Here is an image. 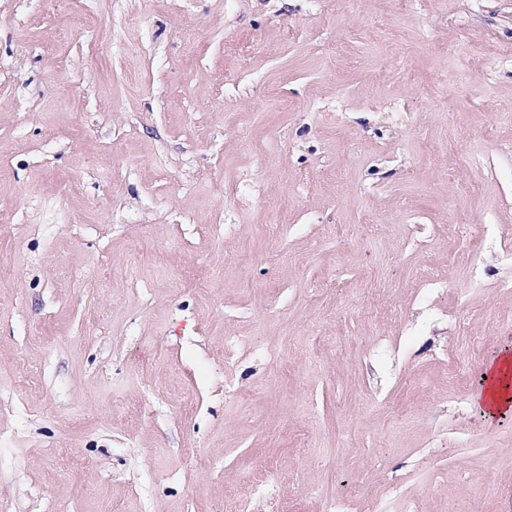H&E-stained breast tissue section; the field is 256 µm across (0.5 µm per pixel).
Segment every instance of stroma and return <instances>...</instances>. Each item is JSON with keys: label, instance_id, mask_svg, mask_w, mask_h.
Listing matches in <instances>:
<instances>
[{"label": "stroma", "instance_id": "1", "mask_svg": "<svg viewBox=\"0 0 512 512\" xmlns=\"http://www.w3.org/2000/svg\"><path fill=\"white\" fill-rule=\"evenodd\" d=\"M485 224L512 238V0H0V506L220 512L269 460L256 512L391 473L498 512L471 486L512 489V414L471 393L512 290L455 261L495 264ZM455 308H448V320L455 324L461 335H469V344L467 346L466 353L471 359H475L480 349L483 346V339L479 336H473L469 333L467 324L462 319V312L465 309L467 302L463 296H458L454 301ZM409 339V335L401 336L398 341L390 340L386 336H379L376 343L371 346L372 356L378 362L387 364L399 355Z\"/></svg>", "mask_w": 512, "mask_h": 512}]
</instances>
